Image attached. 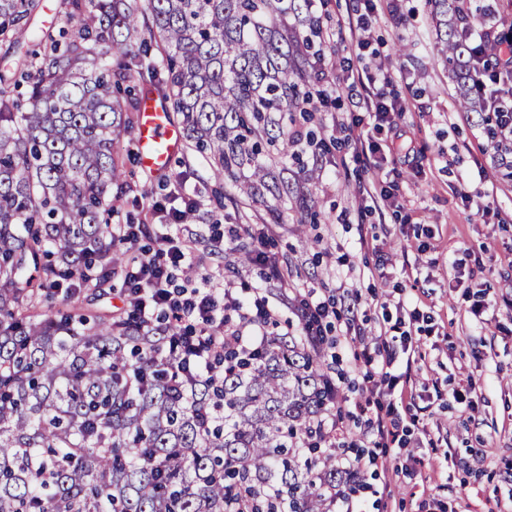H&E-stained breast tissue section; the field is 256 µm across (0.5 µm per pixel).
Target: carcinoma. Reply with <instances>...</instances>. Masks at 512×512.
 <instances>
[{"label":"carcinoma","instance_id":"1","mask_svg":"<svg viewBox=\"0 0 512 512\" xmlns=\"http://www.w3.org/2000/svg\"><path fill=\"white\" fill-rule=\"evenodd\" d=\"M457 102L483 112L469 73L472 0H426ZM66 30L36 32L39 0H0V36L21 51L0 73V512H331L357 476L321 450L336 388L321 348L268 337L224 353L188 402L149 371L177 335L50 289L100 291L127 254L112 240L129 191L115 152L135 137L138 44L161 55L149 82L184 145L209 164L219 208L261 224H318V111L335 46L310 0H64ZM145 370L139 384L130 371Z\"/></svg>","mask_w":512,"mask_h":512}]
</instances>
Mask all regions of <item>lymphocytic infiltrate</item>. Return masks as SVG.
I'll return each instance as SVG.
<instances>
[{
	"label": "lymphocytic infiltrate",
	"instance_id": "1",
	"mask_svg": "<svg viewBox=\"0 0 512 512\" xmlns=\"http://www.w3.org/2000/svg\"><path fill=\"white\" fill-rule=\"evenodd\" d=\"M492 60L473 63L471 71L476 86L485 90L488 109L493 112L501 134L512 136V112L499 109L501 98L512 96V40L492 42ZM393 75L388 67H366L357 72V83L368 85L362 95L363 115L352 118L347 127L348 137L355 154L366 150L363 122L373 118L375 129L394 125L403 114L398 100H390L375 93L376 84H391ZM157 213H169L172 222L180 223V212H167L165 205H157ZM171 224L161 225L155 235L153 247H139L140 227L136 224H116L112 235L118 243L134 248L138 256L126 273L127 303L144 324L152 325L169 317L185 329L183 340L170 343L168 350L155 352L151 361L171 369L180 387L189 391L209 372L212 352L227 347L239 351H254L260 337L265 336V325L274 317L266 296L244 298L237 289L226 283L205 280L198 285L192 281H178L176 272L184 264L189 249L183 240L176 238ZM425 314L420 308L408 314L397 315L396 323L402 328L397 342L381 341L373 349L364 351L363 359L368 380L381 377L387 383L399 378L402 356L411 352L415 340L410 325L419 323ZM386 392L365 386L355 408L368 415L366 437L375 448L389 451L404 447V432L395 418L393 404L387 403Z\"/></svg>",
	"mask_w": 512,
	"mask_h": 512
}]
</instances>
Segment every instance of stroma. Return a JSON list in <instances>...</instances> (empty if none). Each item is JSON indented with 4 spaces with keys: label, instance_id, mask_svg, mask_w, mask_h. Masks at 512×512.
I'll list each match as a JSON object with an SVG mask.
<instances>
[{
    "label": "stroma",
    "instance_id": "1",
    "mask_svg": "<svg viewBox=\"0 0 512 512\" xmlns=\"http://www.w3.org/2000/svg\"><path fill=\"white\" fill-rule=\"evenodd\" d=\"M403 17L393 16L385 0L367 32L377 61L396 73L383 89L405 107L398 130H383L376 140L387 156L382 170L354 164L348 147L332 149L313 192L322 204L317 224H275L268 240L288 270V308L293 315L308 289L322 298L341 299L357 292L363 303L354 328L334 325L328 340L334 356L324 370L339 388L348 439L365 438L364 422L348 417L359 399L363 373L355 356L389 328L395 305H420L431 322L416 332L419 347L392 397L401 414L415 416L408 427L407 450L421 457L417 475L406 460L366 474L370 492L360 494L362 512H505L512 506V177L500 165V149L488 139L481 116L457 108L454 83L437 58L436 40L425 0H402ZM407 45L408 55L397 53ZM134 143L121 139L131 191L117 203L116 224L152 226L157 221L145 189H170L182 181L200 204L202 222L183 225L201 274L227 279L238 289L259 284L255 265L234 263L230 251L214 252L215 235L237 227L226 208L219 223L208 166L179 152L166 172L143 170ZM394 182L397 206L373 207L360 187L380 191ZM474 192L473 206L456 195L460 182ZM495 192L496 213L484 218L482 194ZM386 278H379L378 267ZM485 303V321L471 308ZM469 390L473 408L456 392Z\"/></svg>",
    "mask_w": 512,
    "mask_h": 512
}]
</instances>
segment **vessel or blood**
<instances>
[{
	"instance_id": "obj_1",
	"label": "vessel or blood",
	"mask_w": 512,
	"mask_h": 512,
	"mask_svg": "<svg viewBox=\"0 0 512 512\" xmlns=\"http://www.w3.org/2000/svg\"><path fill=\"white\" fill-rule=\"evenodd\" d=\"M135 143L141 167L159 172L169 167L183 144V135L177 125L170 123L161 103L147 98L141 104V122Z\"/></svg>"
}]
</instances>
